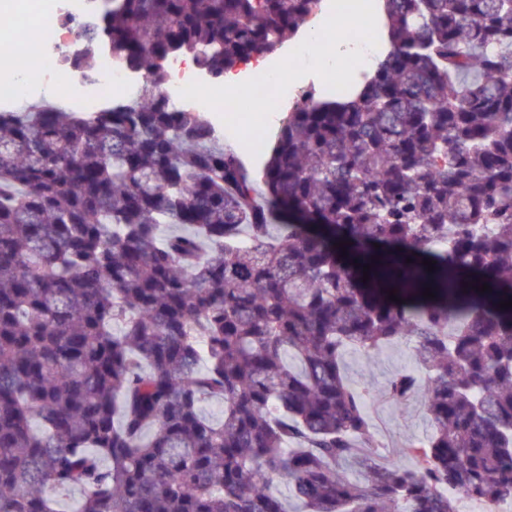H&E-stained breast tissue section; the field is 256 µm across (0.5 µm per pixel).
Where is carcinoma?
<instances>
[{
	"label": "carcinoma",
	"instance_id": "cac0c4a2",
	"mask_svg": "<svg viewBox=\"0 0 512 512\" xmlns=\"http://www.w3.org/2000/svg\"><path fill=\"white\" fill-rule=\"evenodd\" d=\"M318 4L104 0L64 61L218 79ZM380 9L373 72L289 109L258 179L150 85L0 110V512H57L46 487L76 512H288L275 476L306 512L512 499V0ZM406 336L387 396L424 383L433 425L411 468L345 373Z\"/></svg>",
	"mask_w": 512,
	"mask_h": 512
}]
</instances>
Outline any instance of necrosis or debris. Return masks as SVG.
<instances>
[{
  "instance_id": "obj_1",
  "label": "necrosis or debris",
  "mask_w": 512,
  "mask_h": 512,
  "mask_svg": "<svg viewBox=\"0 0 512 512\" xmlns=\"http://www.w3.org/2000/svg\"><path fill=\"white\" fill-rule=\"evenodd\" d=\"M90 0H18L7 10L9 34L0 49V104L17 106L24 97H35L53 87L70 109L96 112L108 96L131 93L149 80L133 72L115 56L100 52L89 69H74L62 62L63 55L82 48V29L90 16ZM248 95L268 104L292 105L319 94L331 97L340 84L312 88L297 79H284L277 86L252 74L242 76ZM159 93L176 109L199 106L203 111L224 114V86L209 80L196 65L180 57L168 60L158 82Z\"/></svg>"
}]
</instances>
